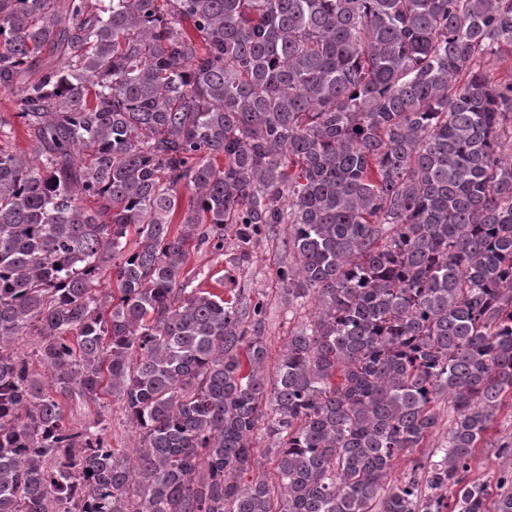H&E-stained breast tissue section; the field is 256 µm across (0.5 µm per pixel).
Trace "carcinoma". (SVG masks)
<instances>
[{
  "label": "carcinoma",
  "mask_w": 512,
  "mask_h": 512,
  "mask_svg": "<svg viewBox=\"0 0 512 512\" xmlns=\"http://www.w3.org/2000/svg\"><path fill=\"white\" fill-rule=\"evenodd\" d=\"M509 56L512 0H0V512H512ZM226 224L314 307L271 380L262 302L184 276ZM106 397L131 454L64 419ZM253 443L254 446L257 448H260L265 455L261 458V462L263 463L262 467L255 470L254 474L247 476L245 478H252V476H256L260 474L263 476L269 483L275 481V470H274V463L272 461V454L267 453L266 448H275V442L272 441V439L269 438L267 435V432L264 429V426L261 424L259 425L254 432L253 435ZM440 442V439L434 436L428 443L429 448H418L412 454H406L399 457L385 478V487H391L398 479L409 473L412 470L416 459L430 458L434 452H436V446Z\"/></svg>",
  "instance_id": "obj_1"
}]
</instances>
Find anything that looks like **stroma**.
I'll return each mask as SVG.
<instances>
[{
	"instance_id": "stroma-1",
	"label": "stroma",
	"mask_w": 512,
	"mask_h": 512,
	"mask_svg": "<svg viewBox=\"0 0 512 512\" xmlns=\"http://www.w3.org/2000/svg\"><path fill=\"white\" fill-rule=\"evenodd\" d=\"M248 252V259H241V252ZM240 250L233 225L224 229L223 253L211 252L198 243L189 246V259L185 267L186 278L202 288L221 295H233L241 303L256 300L264 304L262 332L267 344L266 373H273L288 341L289 333L305 323L311 307L299 308L289 304L278 278L280 269L292 261L288 249V227L270 224L249 245ZM66 420L83 425L95 420H105L109 426L112 445L116 448L138 447V434L127 424L122 404L117 399L104 404L65 403Z\"/></svg>"
}]
</instances>
